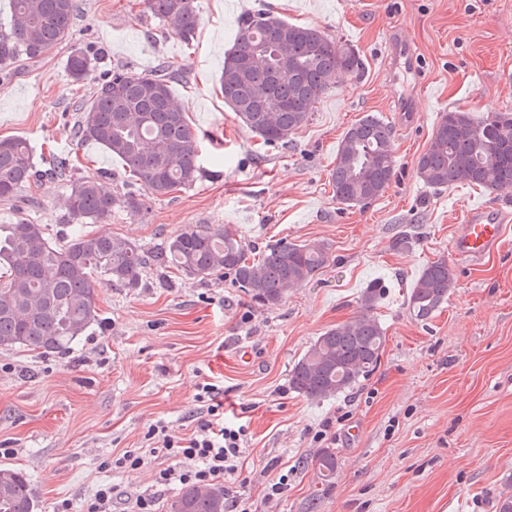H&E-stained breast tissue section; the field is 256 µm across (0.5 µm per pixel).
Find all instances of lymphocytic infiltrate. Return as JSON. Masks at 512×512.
<instances>
[{
  "label": "lymphocytic infiltrate",
  "instance_id": "obj_1",
  "mask_svg": "<svg viewBox=\"0 0 512 512\" xmlns=\"http://www.w3.org/2000/svg\"><path fill=\"white\" fill-rule=\"evenodd\" d=\"M195 399L206 406L204 415L196 417L191 434L176 435L171 426L159 420L150 424L144 438L148 453L134 450L103 461L106 470L134 472L148 463L149 455L163 454L166 467L156 470L154 483L159 487L238 482L239 460L245 450L247 430L224 420V405L217 400L214 384L202 381L196 385Z\"/></svg>",
  "mask_w": 512,
  "mask_h": 512
}]
</instances>
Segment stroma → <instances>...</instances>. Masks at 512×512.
<instances>
[{
  "label": "stroma",
  "instance_id": "1",
  "mask_svg": "<svg viewBox=\"0 0 512 512\" xmlns=\"http://www.w3.org/2000/svg\"><path fill=\"white\" fill-rule=\"evenodd\" d=\"M69 41L44 57L18 56L0 74V138L27 139L33 162L46 151L74 159L75 176L125 190L122 163L75 138L78 109L112 68L137 74L169 66L172 90L199 136L206 176L139 213L115 209L85 231L135 241L150 253L189 224L223 225L247 243L323 242L333 261L280 305L253 303L230 279L199 281L149 265L141 288L98 277L99 321L61 353L0 348V467L27 473L37 512L57 502L81 512L109 481L116 512L148 490L146 470L103 472L100 464L146 448L149 424L191 433L204 413L197 382L224 388V417L249 431L240 469L247 512H266L272 479L287 472L275 512H495L512 495V229L503 247L455 263L454 291L427 322L413 320L407 294L423 268L450 259L466 205L512 213V193L421 182L416 161L443 112L482 117L512 111V0H197L191 41L154 18L145 0H76ZM259 9L319 28L354 48L360 75L345 74L316 103L308 124L266 146L224 104L219 77L241 14ZM414 49L409 71L395 49ZM101 56L87 81H71L68 54ZM393 131L395 175L364 208L337 202L330 171L345 131L366 114ZM65 187L41 185L0 201V225L25 219L65 237ZM384 284L376 315L385 329L379 369L356 388L312 400L288 387L295 361L316 336L360 312L370 281ZM324 440H315L318 430ZM336 454L322 481L315 462Z\"/></svg>",
  "mask_w": 512,
  "mask_h": 512
}]
</instances>
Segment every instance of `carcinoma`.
I'll return each mask as SVG.
<instances>
[{
  "label": "carcinoma",
  "mask_w": 512,
  "mask_h": 512,
  "mask_svg": "<svg viewBox=\"0 0 512 512\" xmlns=\"http://www.w3.org/2000/svg\"><path fill=\"white\" fill-rule=\"evenodd\" d=\"M147 7L181 39L191 40L199 23L195 0H147ZM13 24L0 36V71L17 56L38 59L69 40L75 0H12ZM93 56L71 51L66 70L74 82L86 79ZM362 60L318 28L292 23L270 11L242 17L238 36L224 52V103L265 145L285 141L305 126L336 75L357 74ZM169 67L136 74L116 67L80 108L74 134L119 157L130 189L121 196L100 181L74 179L70 159L54 156L37 168L28 142L0 139V199H12L47 176L66 183L65 209L81 224L101 221L122 207L136 214L142 194L169 196L204 174L201 145L187 112L172 94ZM395 168L392 131L367 114L347 129L336 153L331 183L336 200L363 207L389 188ZM417 177L433 188L457 184L489 192L512 190V112L475 118L454 109L435 126L429 147L416 162ZM329 245L279 241L255 246L222 226L188 225L172 236L157 261L189 278L215 274L231 279L255 303L272 307L290 287L311 281L329 265ZM147 268L140 245L120 237L89 235L83 229L55 241L43 224L20 221L0 226V346L43 353L70 348L99 317L95 276L122 288L140 287ZM456 283L444 259L429 262L411 289L412 319L430 320L448 301ZM384 285L375 281L362 294L360 314L325 330L293 364L289 386L309 399L334 397L367 380L380 366L385 332L375 315ZM321 480L336 472V455L325 448L316 459ZM0 512H36L28 475L0 469ZM168 512H224V487L186 486Z\"/></svg>",
  "instance_id": "1"
}]
</instances>
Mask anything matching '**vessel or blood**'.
I'll list each match as a JSON object with an SVG mask.
<instances>
[{
	"label": "vessel or blood",
	"mask_w": 512,
	"mask_h": 512,
	"mask_svg": "<svg viewBox=\"0 0 512 512\" xmlns=\"http://www.w3.org/2000/svg\"><path fill=\"white\" fill-rule=\"evenodd\" d=\"M506 230L501 213L483 207L468 209L453 237L451 252L460 261L482 260L499 249Z\"/></svg>",
	"instance_id": "b4317fda"
}]
</instances>
